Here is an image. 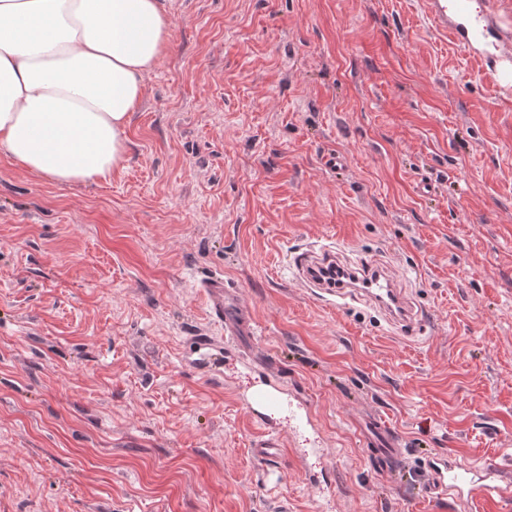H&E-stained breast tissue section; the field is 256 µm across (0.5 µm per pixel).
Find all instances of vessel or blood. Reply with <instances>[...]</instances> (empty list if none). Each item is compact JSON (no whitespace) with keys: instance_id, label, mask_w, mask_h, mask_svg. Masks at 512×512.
Here are the masks:
<instances>
[{"instance_id":"b4317fda","label":"vessel or blood","mask_w":512,"mask_h":512,"mask_svg":"<svg viewBox=\"0 0 512 512\" xmlns=\"http://www.w3.org/2000/svg\"><path fill=\"white\" fill-rule=\"evenodd\" d=\"M423 9L432 20L433 33L452 34L466 52L485 60L501 92L512 94V31L503 27L496 12L474 11L471 0H423ZM332 256V250L325 248L318 253L311 252L294 258L299 279L313 293L367 301L393 317L402 331L411 334L418 329V314L399 289L394 288L391 277L383 269L370 267L358 272L355 285L346 289L336 290L319 283L315 277L316 268ZM203 288L209 311L223 325L227 342L238 344L242 336L251 332L247 306L221 277L209 278ZM251 401L263 407L262 412L253 414L252 420L265 433L254 454L270 469H279L285 452L273 442L270 436L272 424L268 418L269 413L278 410L279 404L264 389L256 390ZM371 452L382 460L394 463L399 460L402 450L396 436L383 435L373 441ZM427 467L429 481L426 491L436 497L447 496L457 501L469 499L482 503L503 497L508 491L499 471L481 462L465 461L452 455H433L429 457Z\"/></svg>"}]
</instances>
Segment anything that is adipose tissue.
<instances>
[{"label":"adipose tissue","instance_id":"1","mask_svg":"<svg viewBox=\"0 0 512 512\" xmlns=\"http://www.w3.org/2000/svg\"><path fill=\"white\" fill-rule=\"evenodd\" d=\"M170 36L163 0H0V152L58 184L111 175Z\"/></svg>","mask_w":512,"mask_h":512}]
</instances>
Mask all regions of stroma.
<instances>
[{
	"mask_svg": "<svg viewBox=\"0 0 512 512\" xmlns=\"http://www.w3.org/2000/svg\"><path fill=\"white\" fill-rule=\"evenodd\" d=\"M164 2L121 170L64 186L0 153V512H461L427 455L512 472V100L420 0ZM325 245L427 326L313 296L291 259ZM271 376L304 458L277 476L243 404ZM204 296L210 314L224 325V338L231 345L240 342V336L253 335L248 324L250 313L247 306L240 301L233 288H228L222 277H211L206 281ZM369 423L382 437V439L377 438L366 443L369 454H375L384 461L396 463L402 453L397 437L394 435L384 436L381 433V429L384 427V422L381 418L374 417Z\"/></svg>",
	"mask_w": 512,
	"mask_h": 512,
	"instance_id": "obj_1",
	"label": "stroma"
}]
</instances>
